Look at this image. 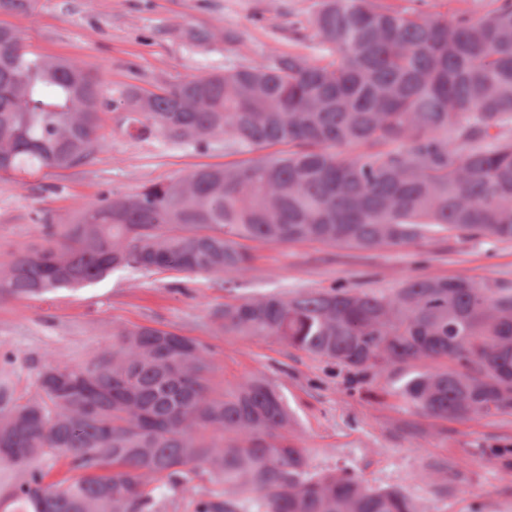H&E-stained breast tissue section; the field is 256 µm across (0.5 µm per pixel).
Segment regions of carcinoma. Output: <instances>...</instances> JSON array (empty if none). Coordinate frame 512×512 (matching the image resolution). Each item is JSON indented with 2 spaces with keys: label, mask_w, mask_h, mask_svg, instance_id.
<instances>
[{
  "label": "carcinoma",
  "mask_w": 512,
  "mask_h": 512,
  "mask_svg": "<svg viewBox=\"0 0 512 512\" xmlns=\"http://www.w3.org/2000/svg\"><path fill=\"white\" fill-rule=\"evenodd\" d=\"M422 2L317 0L313 33L295 28L291 51L124 87L129 136L200 148L222 139L227 154L258 156L79 206L62 230L47 225L48 244L0 265V296L117 270L216 275L237 292L253 262L243 240L511 242L512 0L450 18ZM100 85L0 26V177L91 163L106 141ZM213 319L226 336L386 373L393 394L428 416L512 410V285L415 277L388 294L242 295ZM113 336L112 351L80 367L40 369L35 399L0 390V465L20 475L0 489V512H169L176 494L194 512H426L347 467L311 470L264 374L220 386L192 338L148 326ZM60 458L74 476L46 481L44 465Z\"/></svg>",
  "instance_id": "cac0c4a2"
}]
</instances>
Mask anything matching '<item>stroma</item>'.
Instances as JSON below:
<instances>
[{"mask_svg":"<svg viewBox=\"0 0 512 512\" xmlns=\"http://www.w3.org/2000/svg\"><path fill=\"white\" fill-rule=\"evenodd\" d=\"M314 0H40L0 14L37 53L71 59L102 81L103 100L291 50ZM206 32L207 43L194 41ZM107 112L105 147L90 165L35 179L0 178V264L43 243L47 225L69 223L80 205L124 195L203 165L207 148L135 139ZM254 256L248 294L344 286L388 293L416 276L512 284V242L435 238L417 246L360 250L319 242L245 244ZM231 296L213 276L114 272L83 288L0 299V387L38 397L48 363L78 366L111 350L116 328L150 326L208 347L215 380L263 373L288 399L311 469L349 467L372 487H398L429 512H512V411L469 420L417 413L386 377L347 369L274 339L227 336L211 314ZM431 480L420 481L423 472Z\"/></svg>","mask_w":512,"mask_h":512,"instance_id":"35a3bbf8","label":"stroma"}]
</instances>
